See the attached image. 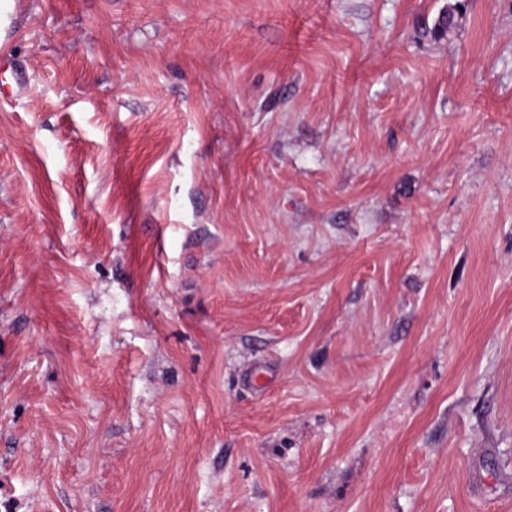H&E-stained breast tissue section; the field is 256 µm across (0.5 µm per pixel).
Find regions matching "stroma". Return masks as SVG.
I'll return each instance as SVG.
<instances>
[{"mask_svg": "<svg viewBox=\"0 0 512 512\" xmlns=\"http://www.w3.org/2000/svg\"><path fill=\"white\" fill-rule=\"evenodd\" d=\"M7 6L0 512H512V0Z\"/></svg>", "mask_w": 512, "mask_h": 512, "instance_id": "1", "label": "stroma"}]
</instances>
